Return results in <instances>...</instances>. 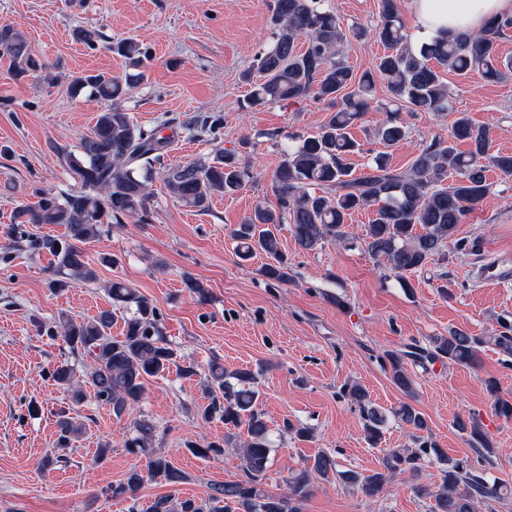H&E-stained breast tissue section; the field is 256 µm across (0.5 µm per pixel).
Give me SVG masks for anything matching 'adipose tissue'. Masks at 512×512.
<instances>
[{"instance_id":"obj_1","label":"adipose tissue","mask_w":512,"mask_h":512,"mask_svg":"<svg viewBox=\"0 0 512 512\" xmlns=\"http://www.w3.org/2000/svg\"><path fill=\"white\" fill-rule=\"evenodd\" d=\"M416 30L414 44L441 35L476 31L495 15H512V0H410Z\"/></svg>"}]
</instances>
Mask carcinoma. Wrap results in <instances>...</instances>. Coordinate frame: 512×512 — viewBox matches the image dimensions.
<instances>
[{
    "mask_svg": "<svg viewBox=\"0 0 512 512\" xmlns=\"http://www.w3.org/2000/svg\"><path fill=\"white\" fill-rule=\"evenodd\" d=\"M272 11V44L254 57V67L262 73L263 81L253 86L243 108L255 109L271 102L300 103L312 97L331 105L334 112L317 133L288 136L291 144L282 149V160L271 178L277 208L256 206L253 214L230 232L238 243L239 258L248 260L257 253L265 254L271 262L261 269L262 276L286 283L291 278L292 263L281 248L277 233L280 225H288L299 250L313 251L327 241L344 239L348 217L362 209L371 213L364 225L366 251L384 261L400 279L443 256L450 244L462 247L461 242L454 241L458 226L466 223L490 191V170L512 176V155L492 152L490 129L460 112L448 137L433 136L408 167L395 168L389 157L380 153L356 171L351 157L361 147L349 136V128L368 112L376 88L374 74L365 72L358 77L336 59L337 47L348 34L325 0H274ZM511 30L512 17L495 18L478 31L437 38L415 51L397 0H380V23L375 32L386 51L376 68L387 82L391 102L383 108L386 119L378 128L379 139L392 146L406 137L401 108L392 106L394 102H402L414 112L448 111V84L438 71L440 67L488 82L503 79L512 69V62L499 57L498 45ZM75 37L91 50L104 48L123 56L131 72L123 77L81 74L72 78L74 93L86 91L107 103L89 135L70 149H60L75 188L63 193L36 191V201L18 205L10 223L17 227L64 226L66 234L62 238H22L20 242L33 250L47 251L56 263L55 273L93 282L97 279L95 264L115 266L119 258L104 254L94 263L84 245L99 237L106 224H120L126 219L146 221L153 172L170 142V137L163 134L169 123L148 129L138 127L118 104L146 78L150 56L140 42L133 38L106 41L100 33L86 29L77 30ZM301 42L305 47H299ZM0 50L10 56L11 72L17 79L43 68L30 52L24 34L12 25H0ZM164 173L171 197L198 211L208 210L215 194L234 195L250 179L247 166L240 163L234 149L220 150L208 160L172 165ZM183 285L199 302L209 300L207 286L192 275L183 276ZM107 292L115 310L104 309L82 322L61 316L62 340L70 354H87L93 359L89 383L96 397L120 417L143 399L149 380L173 369L184 375L196 370L191 364L179 363L177 350L163 336L161 313L147 297L120 280L109 283ZM119 309L123 330L114 336L111 330ZM488 345L511 357L512 327L502 323L491 336L450 329L448 335L431 338L429 346L418 348L415 354L389 352L391 380L412 399L413 380L405 368L407 357L474 366ZM51 377L72 402L82 401L83 391L75 381L72 365L64 362L56 366ZM255 383L256 377L248 368L228 370L212 362L206 377L211 401L201 413L205 421H223L229 431L244 429L246 439L239 446V455L245 478L211 484L204 500L181 499L172 491L156 498L146 512H302V504L312 495L317 479L334 477L374 498L383 493L395 475L408 473L416 479L425 464L432 462L439 464L441 471L438 490L432 494L424 486L417 488L434 500L431 512H476L480 501L492 508L512 497V484H491L477 468L496 453L477 420L460 417L455 423L475 443L476 461L451 458L438 448L426 417L410 401L386 410L373 403L366 388L356 381L344 385L343 392L360 415L367 442L380 444L383 429L394 419L409 428L413 446L383 449L381 467L367 475L338 470L334 456L321 451L286 479L284 492L268 493L263 480L273 448L269 426L257 407ZM486 390L495 416L512 420V393L503 392L494 378L486 380ZM56 425L58 448L70 447L83 432L82 425L65 413L58 416ZM157 437V425L150 418L142 416L134 422L125 448L144 464L132 468L123 482L112 487V495L133 500L147 480H160L172 488L185 480V474L155 448ZM231 439L229 434L222 443L188 441L185 448L195 456L215 458L224 455V444Z\"/></svg>",
    "mask_w": 512,
    "mask_h": 512,
    "instance_id": "obj_1",
    "label": "carcinoma"
}]
</instances>
